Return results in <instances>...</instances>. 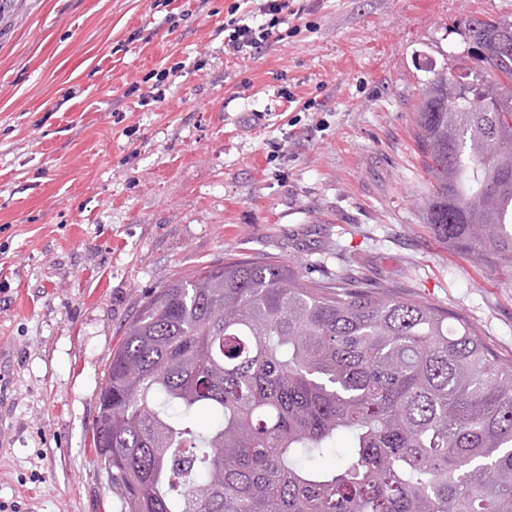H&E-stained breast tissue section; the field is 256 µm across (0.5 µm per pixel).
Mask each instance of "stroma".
<instances>
[{
  "instance_id": "obj_1",
  "label": "stroma",
  "mask_w": 512,
  "mask_h": 512,
  "mask_svg": "<svg viewBox=\"0 0 512 512\" xmlns=\"http://www.w3.org/2000/svg\"><path fill=\"white\" fill-rule=\"evenodd\" d=\"M234 2L0 17V512H119L92 443L106 365L147 296L231 254L356 266L512 357V272L435 241L412 137L426 64L466 72L465 19L512 0H303L246 60Z\"/></svg>"
}]
</instances>
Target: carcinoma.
<instances>
[{"label":"carcinoma","mask_w":512,"mask_h":512,"mask_svg":"<svg viewBox=\"0 0 512 512\" xmlns=\"http://www.w3.org/2000/svg\"><path fill=\"white\" fill-rule=\"evenodd\" d=\"M464 27L475 67H427L415 113L420 211L439 244L512 271V23ZM93 445L121 512H512V362L357 269L229 257L146 298Z\"/></svg>","instance_id":"cac0c4a2"}]
</instances>
